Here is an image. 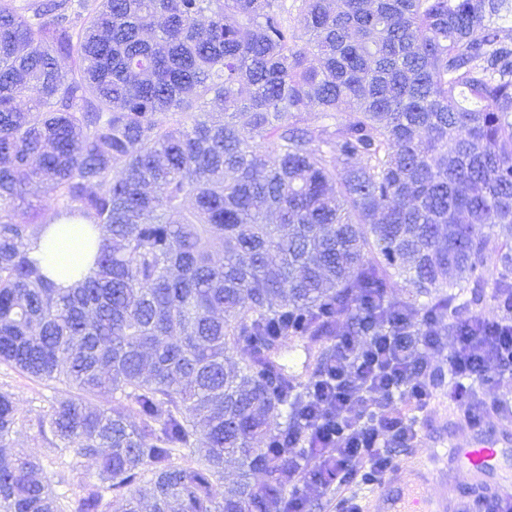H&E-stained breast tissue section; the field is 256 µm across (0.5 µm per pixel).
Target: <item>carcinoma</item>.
Instances as JSON below:
<instances>
[{"instance_id": "1", "label": "carcinoma", "mask_w": 512, "mask_h": 512, "mask_svg": "<svg viewBox=\"0 0 512 512\" xmlns=\"http://www.w3.org/2000/svg\"><path fill=\"white\" fill-rule=\"evenodd\" d=\"M294 7L302 38L287 0H0V365L69 389L54 483L0 389V512H288V337L319 373L366 294L446 320L492 257L512 289V0ZM45 183L94 234L68 288ZM48 222L30 257L57 283L69 287L80 273H87L93 267L95 248L85 247L83 240L88 226L64 220ZM64 245H69V250L62 253ZM12 447L9 450L13 453L45 460L49 453L46 442L38 434L36 426H26L18 430L12 436Z\"/></svg>"}]
</instances>
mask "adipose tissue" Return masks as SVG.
<instances>
[{"mask_svg":"<svg viewBox=\"0 0 512 512\" xmlns=\"http://www.w3.org/2000/svg\"><path fill=\"white\" fill-rule=\"evenodd\" d=\"M84 231V225L75 222L50 221L30 256L57 283L71 286L93 266L95 249L85 246Z\"/></svg>","mask_w":512,"mask_h":512,"instance_id":"adipose-tissue-1","label":"adipose tissue"}]
</instances>
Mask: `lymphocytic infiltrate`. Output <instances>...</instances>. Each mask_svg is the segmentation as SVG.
Instances as JSON below:
<instances>
[{
  "label": "lymphocytic infiltrate",
  "instance_id": "obj_1",
  "mask_svg": "<svg viewBox=\"0 0 512 512\" xmlns=\"http://www.w3.org/2000/svg\"><path fill=\"white\" fill-rule=\"evenodd\" d=\"M496 303V318L461 315L446 333L433 311L364 298L363 335L335 338L330 367L308 381L288 428V445L299 451L288 462V512H305L307 489L335 491L336 512H361V488L381 480L395 447L417 438L415 415L430 405L440 362L448 364V400L462 422L512 412V399L487 394L512 373V291L501 290Z\"/></svg>",
  "mask_w": 512,
  "mask_h": 512
}]
</instances>
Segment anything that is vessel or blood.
<instances>
[{
  "instance_id": "1",
  "label": "vessel or blood",
  "mask_w": 512,
  "mask_h": 512,
  "mask_svg": "<svg viewBox=\"0 0 512 512\" xmlns=\"http://www.w3.org/2000/svg\"><path fill=\"white\" fill-rule=\"evenodd\" d=\"M512 461V438L496 437L488 428L466 430L428 455L413 452L397 461L364 498L363 512H467L459 479L471 490L512 507V481L501 478Z\"/></svg>"
}]
</instances>
